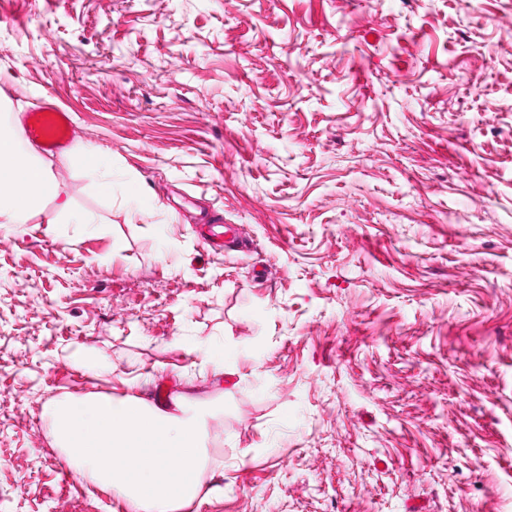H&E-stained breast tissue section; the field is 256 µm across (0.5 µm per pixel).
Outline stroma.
<instances>
[{"instance_id": "35a3bbf8", "label": "stroma", "mask_w": 512, "mask_h": 512, "mask_svg": "<svg viewBox=\"0 0 512 512\" xmlns=\"http://www.w3.org/2000/svg\"><path fill=\"white\" fill-rule=\"evenodd\" d=\"M0 90L112 169L0 228V512H122L44 411L137 375L204 402L185 512H512V0H0Z\"/></svg>"}]
</instances>
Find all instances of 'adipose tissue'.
<instances>
[{
  "instance_id": "ef3b65f1",
  "label": "adipose tissue",
  "mask_w": 512,
  "mask_h": 512,
  "mask_svg": "<svg viewBox=\"0 0 512 512\" xmlns=\"http://www.w3.org/2000/svg\"><path fill=\"white\" fill-rule=\"evenodd\" d=\"M64 158L111 192L112 173L96 146H80ZM95 221L93 214L74 210L52 161L24 140L20 115L0 92V226ZM175 406L171 412L134 393L79 402L62 397L51 401L47 418L70 466L110 491L124 512H183L198 499L199 476L209 463L203 445L207 416L188 392Z\"/></svg>"
}]
</instances>
